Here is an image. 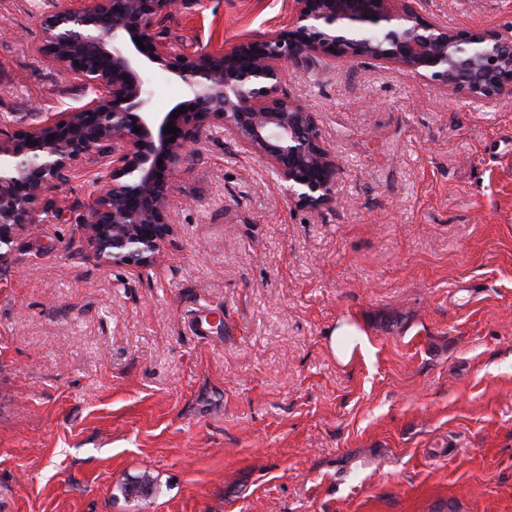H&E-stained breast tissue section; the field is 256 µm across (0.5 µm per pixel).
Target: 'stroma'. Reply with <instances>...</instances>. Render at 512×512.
<instances>
[{
  "label": "stroma",
  "mask_w": 512,
  "mask_h": 512,
  "mask_svg": "<svg viewBox=\"0 0 512 512\" xmlns=\"http://www.w3.org/2000/svg\"><path fill=\"white\" fill-rule=\"evenodd\" d=\"M65 0H0V132L94 96L42 53ZM292 0H179L176 51L286 28ZM512 34V0H425ZM336 157V199L291 203L214 124L139 270L82 223L80 159L0 267V512H512V103L375 65L290 69ZM212 312L215 331L194 335ZM372 350L342 364L341 322ZM151 473L156 494L121 487Z\"/></svg>",
  "instance_id": "stroma-1"
}]
</instances>
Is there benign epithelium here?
I'll use <instances>...</instances> for the list:
<instances>
[{
	"mask_svg": "<svg viewBox=\"0 0 512 512\" xmlns=\"http://www.w3.org/2000/svg\"><path fill=\"white\" fill-rule=\"evenodd\" d=\"M171 5L70 0L43 17L42 50L96 96L23 132L0 133V265L10 260L15 238L35 223L40 201L82 158L105 169L109 180L85 205L88 245L107 265H149L173 233L172 178L198 132L214 123L267 160L288 199L310 208L334 201L336 157L314 114L285 93L290 66L324 58L386 65L470 101L512 100V36L454 31L422 14L416 0H292L289 27L277 36L192 54L155 33ZM150 63L186 86L179 117L152 110L144 80ZM169 122L177 134L163 132Z\"/></svg>",
	"mask_w": 512,
	"mask_h": 512,
	"instance_id": "obj_1",
	"label": "benign epithelium"
}]
</instances>
